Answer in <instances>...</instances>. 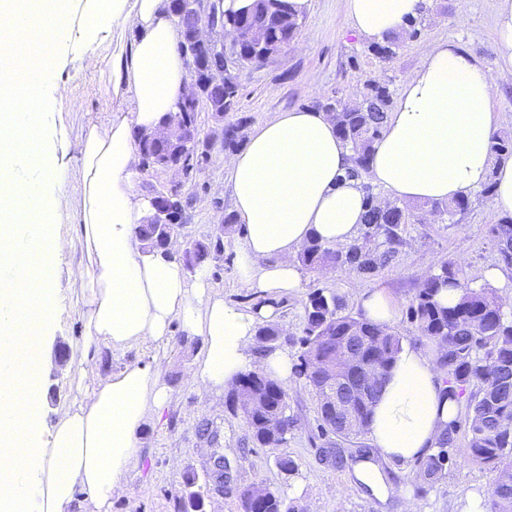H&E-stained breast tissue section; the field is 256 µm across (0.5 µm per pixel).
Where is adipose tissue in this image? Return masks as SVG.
<instances>
[{"label":"adipose tissue","instance_id":"adipose-tissue-1","mask_svg":"<svg viewBox=\"0 0 512 512\" xmlns=\"http://www.w3.org/2000/svg\"><path fill=\"white\" fill-rule=\"evenodd\" d=\"M354 30L375 41L399 34L425 0H344ZM496 71L444 41L425 46L403 84L364 178L351 177L352 152L316 109L278 113L224 159L244 240L237 273L269 304L239 308L176 259L147 253L136 233L148 210L136 189L144 133L190 91L183 35L169 0H0V512H111L128 492L139 432L171 398L159 362L134 364L88 384L58 409L50 429L42 353L53 321L50 283L69 249L51 233L53 215L73 216L86 261L82 347L103 352L157 343L173 320L203 337L191 369L201 392L230 388L256 358L255 327L277 316L274 302L295 291L294 256L313 235L344 247L366 212L364 182L399 203L451 202L493 184L492 204L512 214V161L501 163L492 135L502 122L495 75H512V0H499ZM137 37L124 42L126 31ZM100 73L117 106L78 136L46 125V110L71 103L66 67ZM82 168L78 198L64 188L66 160ZM435 348L404 347L373 407L368 459L352 481L379 501L391 490L387 465L437 448L461 401L447 394Z\"/></svg>","mask_w":512,"mask_h":512}]
</instances>
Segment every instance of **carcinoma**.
<instances>
[{
    "instance_id": "obj_1",
    "label": "carcinoma",
    "mask_w": 512,
    "mask_h": 512,
    "mask_svg": "<svg viewBox=\"0 0 512 512\" xmlns=\"http://www.w3.org/2000/svg\"><path fill=\"white\" fill-rule=\"evenodd\" d=\"M299 25L300 16L293 12L288 0H253L248 12L224 16V26L229 28L265 29L269 50L292 39ZM398 49L396 37L369 46L372 54L382 61L392 60ZM196 52L205 57L206 71L216 72L213 94L224 97L227 109H232L238 86L223 81V57L202 47L196 48ZM327 104L336 106V133L353 152L355 167L351 175L360 177L381 136L386 114L395 105L393 92L385 83L369 82L361 106L350 109L336 98L326 100L320 107ZM173 118L185 121L188 140L197 137L199 130L191 104L178 103ZM493 149L498 160L512 159V137L495 135ZM363 187L367 200L363 241L336 248L312 236L297 255L303 267L317 272L344 268L372 277L396 254L407 225L427 223L429 213L456 224L473 204L469 199H462L444 204L425 202L418 212L399 205L381 209L372 185L365 183ZM491 232L503 261L512 265V216L498 219ZM137 233L148 251L163 250L154 225L142 224ZM210 249L208 242H193L184 255L187 267L191 270L202 267ZM446 286L460 292L453 305L445 306L437 299L441 288ZM409 314L420 335L440 350L441 366L448 370L450 390L460 396L468 387H477L466 402L469 444L463 450V458L495 472L490 491L492 512H512V318L503 311L495 289L471 287L462 266L452 260L435 267L423 280L409 306ZM256 336L259 347L265 350L280 340L281 333L278 326L267 324L257 329ZM300 345L295 373L304 379L306 388L317 400L322 431L357 443L368 430L372 408L360 407L351 416L333 412L328 398L332 386L344 376L339 363L355 356L356 365L367 372L378 395L388 369L402 349L401 336L393 328L378 326L361 314L344 312L336 295L316 289L308 294L304 307ZM226 406L234 413H242L253 442L261 447L286 444L288 434L295 428L296 419L288 412L287 390L263 372L241 373L227 393ZM458 428L457 423H452L439 442L438 452L423 463L420 479L428 485L445 478L448 448L455 444ZM241 509L242 512H299L298 506L279 492L270 490L257 497L253 488L242 493Z\"/></svg>"
}]
</instances>
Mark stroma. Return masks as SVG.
<instances>
[{
  "label": "stroma",
  "instance_id": "1",
  "mask_svg": "<svg viewBox=\"0 0 512 512\" xmlns=\"http://www.w3.org/2000/svg\"><path fill=\"white\" fill-rule=\"evenodd\" d=\"M430 7L419 36L402 33V47L389 61L369 54V38L352 29L344 0H311L300 28L285 49L261 64H246L234 72L239 84V102L234 111L216 120L202 111L197 117L200 139L213 145L209 162L183 176L182 193L188 199L185 222L178 232L181 245L213 234L216 225L234 211L224 175V127L240 123L238 143H245L254 127L289 109L317 107L325 99L338 97L354 104L369 81L388 83L400 91L407 78L420 66L423 45L450 40L470 51L486 67L495 65L496 30L494 16L498 0H427ZM466 17L458 26L457 17ZM62 78L68 82L75 108L63 116L72 134H79L91 122L105 120L112 100L102 90L98 74L66 69ZM499 214L491 199L474 197L473 205L461 224L431 221L409 225L391 264L375 279H367L345 269L320 273L301 272L300 288L277 300L279 327L284 335L279 347L290 359L301 352L304 306L313 288L339 297L346 312L360 314V295L380 291L394 303L393 325L404 343L426 346L407 308L420 283L435 266L449 260L462 264L472 287L483 285L486 269L501 263L491 227ZM52 230L70 240V249L56 262L54 279V324L44 343V353L51 363L43 378L46 406L44 424H51L56 408L74 395V381L79 376L114 373L126 366L159 360L165 368L164 383L172 394L160 411L149 414L139 437L137 461L129 475L128 495L112 500V512H177L175 503L185 489L187 478H194V488L205 498L206 512H241L243 490L262 485L279 490L287 500L297 501L304 512H378L374 501L349 479V466L326 460L321 450L332 442V435L322 433L317 421V401L302 379L291 377L285 387L297 424L288 442L279 447L253 444L250 431L239 414L225 405L224 395L207 396L200 392L190 368L203 348L202 337L184 331L173 322L162 344H138L104 353L97 371H89L80 346L82 343L79 286L71 272L85 258L80 232L72 219L55 220ZM243 234L239 224H232L223 238V250L215 254L202 272L209 284L223 292L225 302L239 307H257L266 299L238 281L237 251ZM206 420L216 434L215 441L200 438L199 421ZM468 442L458 434L448 450L446 476L441 482L420 491L421 462L391 467L389 473L397 489L385 512H405L407 496H414L419 512H459L465 499L479 494L489 500L493 473L488 468L465 462L462 450ZM224 457V492L216 494L209 479L213 454ZM296 463L292 474H284L276 465L281 455Z\"/></svg>",
  "mask_w": 512,
  "mask_h": 512
}]
</instances>
